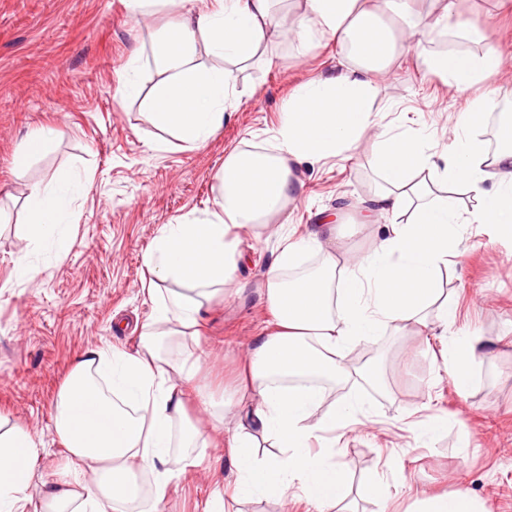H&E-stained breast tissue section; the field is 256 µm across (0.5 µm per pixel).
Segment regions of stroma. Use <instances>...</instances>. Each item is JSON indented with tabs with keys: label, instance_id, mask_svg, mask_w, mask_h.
I'll return each instance as SVG.
<instances>
[{
	"label": "stroma",
	"instance_id": "obj_1",
	"mask_svg": "<svg viewBox=\"0 0 512 512\" xmlns=\"http://www.w3.org/2000/svg\"><path fill=\"white\" fill-rule=\"evenodd\" d=\"M283 30L245 63L212 55L199 46L204 67L234 70L238 100L224 124L205 143L190 144L160 132L151 96L162 75L154 45L183 12L179 0H156L130 13L124 0H0V417L37 432L43 452L37 480L51 479L66 454L50 416L57 393L76 359L112 345L131 351L138 327L151 315L143 291L144 258L159 228L181 216L204 217L217 194L216 173L233 149L271 142L290 95L335 71L346 54L336 43L289 32L302 13L299 0H274ZM454 13L480 34L477 50H495L512 63V0H456ZM137 61L139 92L126 96L122 82ZM372 103L379 129L398 133L428 129L437 143L448 139L451 115L473 99L494 93L496 106L512 107V67L458 94L426 76L416 52L406 53L390 74L377 77ZM43 126L56 132L52 149L25 170L15 149ZM90 171L87 190L74 203L72 247L62 257L32 250L25 224L32 186L51 185L59 171ZM300 199L275 233L244 235L246 255L234 273L238 292L215 297L200 328V384L214 401L234 398L235 379L254 336L269 318L260 299L267 269L285 239H297L321 213H340L343 243L365 252L379 225L359 226L379 180L371 143L351 160L300 168ZM29 255L41 269L17 280V257ZM444 297L456 308L454 322L387 328L349 353L351 367L372 356L379 383L361 377L325 392L326 405L362 396L369 414L340 440L336 460L349 476L344 502L352 512H407L416 494L467 485L487 512H512V237L490 224H469L455 256L441 273ZM478 333L485 355L473 382L459 394L442 359L440 332ZM448 418V430L428 445L415 443L411 421ZM390 486L402 493L388 507L365 499L364 478L384 457ZM226 450L207 448L200 466L187 469L160 505L143 499V512H203L207 499L230 485Z\"/></svg>",
	"mask_w": 512,
	"mask_h": 512
}]
</instances>
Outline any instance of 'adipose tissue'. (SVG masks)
<instances>
[{
    "mask_svg": "<svg viewBox=\"0 0 512 512\" xmlns=\"http://www.w3.org/2000/svg\"><path fill=\"white\" fill-rule=\"evenodd\" d=\"M411 3L304 0V35L351 47L352 56L338 75L298 90L271 147L225 158L205 218L183 216L161 227L145 257L153 313L141 326L139 347L131 353L106 345L77 361L52 408L65 461L40 498H33L31 487L41 441L18 424L0 430V512H133L143 472L153 477L150 494L158 505L178 475L199 464L193 449L220 447L235 468L234 496L296 498L313 512L345 500L346 472L335 448L313 453L309 444L322 432L347 431L365 413L358 397L320 410L326 386L350 376L349 347L387 326L425 325L432 306L443 321L455 319V310L440 300V272L457 248L460 226L490 224L512 236V148L487 153L473 134L475 116L491 96L455 115L443 148L421 130L378 135L374 152L383 183L368 201L366 218L385 224L365 253L351 255L339 241L336 215L280 250L261 290L271 320L248 349L235 426L225 425L210 401L203 407L211 412V427L187 424L184 389L198 380L201 367L171 345L223 293L241 232L261 236L295 202L302 187L296 167L347 160L358 151L375 127L368 101L376 76L412 50L422 53L429 73L459 92L500 67V56L490 51L425 54L423 43L435 31L462 41L478 33L449 23L452 0H444L428 27L410 22ZM274 31L272 0H214L212 8L190 12L157 43L155 60L165 78L154 94L155 126L183 142L209 139L236 104V79L231 70L198 64L197 43L205 42L215 56L244 60ZM86 187L76 172L58 175L51 188L34 187L31 246L68 253L73 196ZM306 252L318 255V265L288 278ZM484 348L477 335L446 338L443 364L458 392L469 388L471 367ZM261 437L273 441L278 455H258ZM410 512L486 510L460 485L442 495L421 494Z\"/></svg>",
    "mask_w": 512,
    "mask_h": 512,
    "instance_id": "1",
    "label": "adipose tissue"
}]
</instances>
